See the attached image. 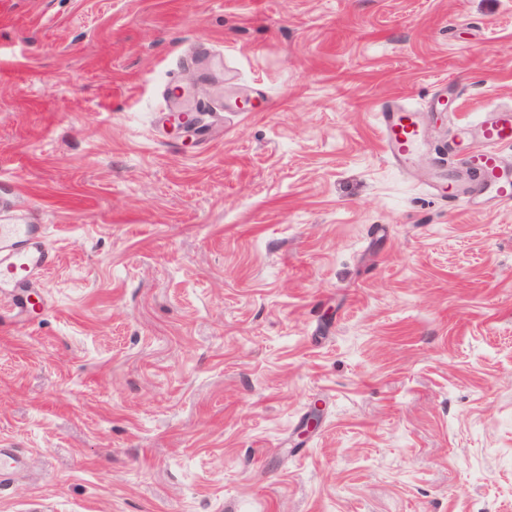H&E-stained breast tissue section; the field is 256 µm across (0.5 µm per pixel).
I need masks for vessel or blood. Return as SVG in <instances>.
<instances>
[{"label": "vessel or blood", "mask_w": 512, "mask_h": 512, "mask_svg": "<svg viewBox=\"0 0 512 512\" xmlns=\"http://www.w3.org/2000/svg\"><path fill=\"white\" fill-rule=\"evenodd\" d=\"M167 115L188 125H198L208 110L203 100L187 102L183 93L166 94ZM419 111L398 103H388L380 112L379 139L389 161L409 169L415 155L426 142ZM512 145V109L486 113L468 127L449 150L462 157L469 175L468 186H461L455 176L432 183L434 195L442 203L453 204L460 197L478 204L484 196L497 203H512V164L502 149ZM53 254L39 226L0 224V296L9 295L15 306L26 309L29 298L39 286L41 271L50 267Z\"/></svg>", "instance_id": "b4317fda"}]
</instances>
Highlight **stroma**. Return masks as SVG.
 <instances>
[{
  "instance_id": "stroma-1",
  "label": "stroma",
  "mask_w": 512,
  "mask_h": 512,
  "mask_svg": "<svg viewBox=\"0 0 512 512\" xmlns=\"http://www.w3.org/2000/svg\"><path fill=\"white\" fill-rule=\"evenodd\" d=\"M173 79L268 109L202 145ZM508 105L512 0H0V223L56 254L0 299V512H512V206L429 188ZM177 88L176 92L168 93L164 96L166 109H162L161 112L167 113V115L176 118L181 123L197 127L201 122L199 116L210 112L207 104L202 99H198L192 106H189L185 98L186 91L183 90V92L180 93L179 90L182 87L177 86ZM419 112L395 102L381 108L379 139L382 149L389 161L402 170L410 169L413 158L426 142L427 133Z\"/></svg>"
}]
</instances>
